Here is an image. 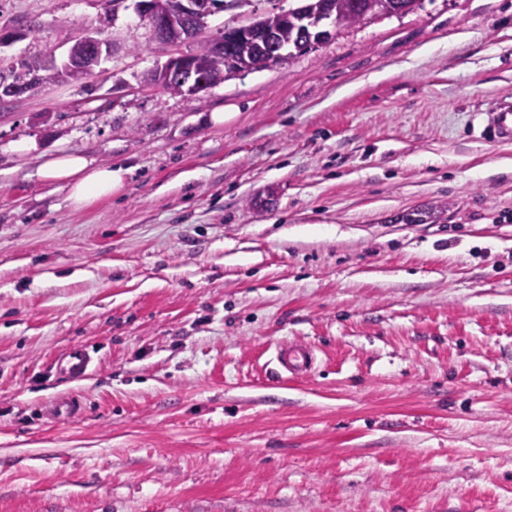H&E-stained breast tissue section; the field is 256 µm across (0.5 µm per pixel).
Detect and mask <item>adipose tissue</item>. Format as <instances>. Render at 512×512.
Masks as SVG:
<instances>
[{
    "label": "adipose tissue",
    "mask_w": 512,
    "mask_h": 512,
    "mask_svg": "<svg viewBox=\"0 0 512 512\" xmlns=\"http://www.w3.org/2000/svg\"><path fill=\"white\" fill-rule=\"evenodd\" d=\"M38 174L42 179L61 184L71 204L82 208L120 192L128 170L119 165L94 163L80 153L61 152L47 159Z\"/></svg>",
    "instance_id": "ef3b65f1"
}]
</instances>
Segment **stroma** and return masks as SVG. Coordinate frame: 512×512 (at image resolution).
Returning <instances> with one entry per match:
<instances>
[{"label": "stroma", "instance_id": "stroma-1", "mask_svg": "<svg viewBox=\"0 0 512 512\" xmlns=\"http://www.w3.org/2000/svg\"><path fill=\"white\" fill-rule=\"evenodd\" d=\"M295 5L165 45L135 0H0V68L112 44L0 102V512H512V143L473 134L512 97V0H416L199 102L144 86ZM58 151L124 188L72 208L36 175ZM292 343L316 369L273 377ZM82 40L85 49L82 53L75 55L70 50L67 53V61L59 68L53 62L43 65H29L25 76L20 80L1 79L4 72L0 70V99L16 98L33 90L44 88L46 85L54 84L58 80H71L81 82L89 77L102 72L96 70L99 66L103 53L110 54L111 43L102 37L84 33ZM46 73L48 74L45 78ZM57 77V78H56ZM94 359L82 347H72L58 362L60 373L72 379H84L92 374Z\"/></svg>", "mask_w": 512, "mask_h": 512}]
</instances>
